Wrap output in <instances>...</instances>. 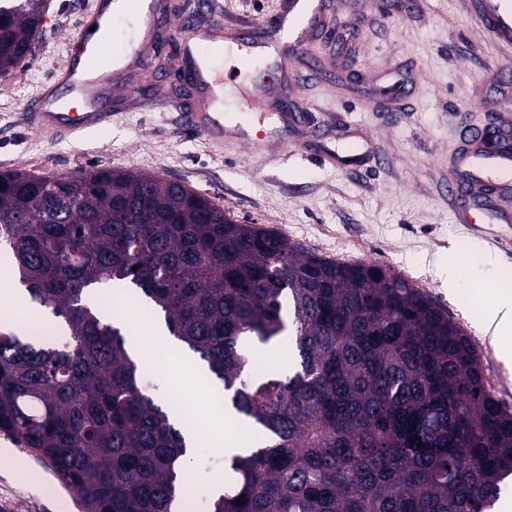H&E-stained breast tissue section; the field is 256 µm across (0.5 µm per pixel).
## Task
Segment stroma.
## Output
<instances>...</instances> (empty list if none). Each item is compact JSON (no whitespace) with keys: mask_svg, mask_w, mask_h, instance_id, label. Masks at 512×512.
<instances>
[{"mask_svg":"<svg viewBox=\"0 0 512 512\" xmlns=\"http://www.w3.org/2000/svg\"><path fill=\"white\" fill-rule=\"evenodd\" d=\"M98 0H48L33 52L0 76V172L76 175L120 169L184 183L240 224L282 234L303 250L338 262H379L445 307L477 344L487 387L512 408V362L482 325L492 302L485 288L512 291V255L493 240L502 224L467 208L461 163L478 131L512 130V58L483 32L473 0H327L322 27L294 60L255 58L246 69L225 59L236 91L224 102L228 124L252 122L260 145L217 144L183 124L193 89L174 69V33L159 37L154 71L161 85L135 97L108 95L110 126L60 141L24 126L22 114L66 59L72 36L97 15ZM293 91L290 111H242L251 79ZM287 149H280V139ZM369 149L355 168L345 155ZM336 154L329 163L325 154ZM461 263L457 298H449V260ZM110 319L139 324L136 336L159 362L150 392L169 410L213 408L218 387L197 357L170 337L162 317L132 288L104 291ZM191 488L212 497L224 451L200 439L190 459ZM0 512H82L76 496L32 449L0 432Z\"/></svg>","mask_w":512,"mask_h":512,"instance_id":"obj_1","label":"stroma"}]
</instances>
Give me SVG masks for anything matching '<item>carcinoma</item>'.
<instances>
[{
	"label": "carcinoma",
	"mask_w": 512,
	"mask_h": 512,
	"mask_svg": "<svg viewBox=\"0 0 512 512\" xmlns=\"http://www.w3.org/2000/svg\"><path fill=\"white\" fill-rule=\"evenodd\" d=\"M44 2L0 3V75L32 52ZM2 244L63 340L0 316V431L83 512H178L190 480L130 329L88 301L118 283L262 435L224 457L209 512H491L512 482V410L476 344L386 265L323 258L180 182L112 169L0 172ZM285 335L291 368L252 373Z\"/></svg>",
	"instance_id": "1"
}]
</instances>
